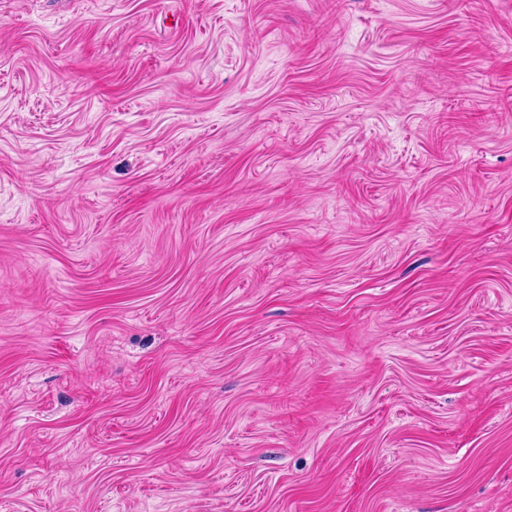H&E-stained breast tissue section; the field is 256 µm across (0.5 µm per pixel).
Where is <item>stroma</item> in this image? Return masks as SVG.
Listing matches in <instances>:
<instances>
[{
  "mask_svg": "<svg viewBox=\"0 0 512 512\" xmlns=\"http://www.w3.org/2000/svg\"><path fill=\"white\" fill-rule=\"evenodd\" d=\"M0 512H512V0H0Z\"/></svg>",
  "mask_w": 512,
  "mask_h": 512,
  "instance_id": "1",
  "label": "stroma"
}]
</instances>
